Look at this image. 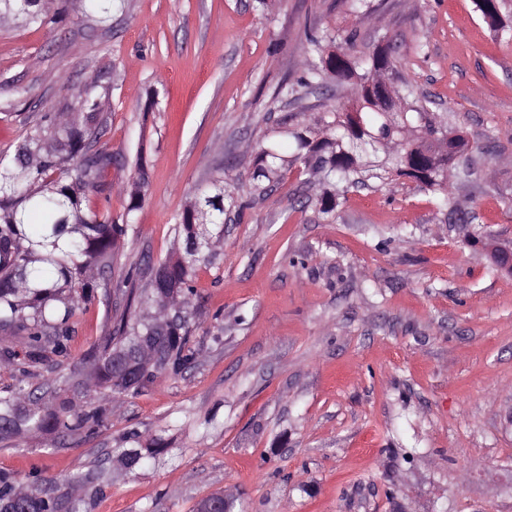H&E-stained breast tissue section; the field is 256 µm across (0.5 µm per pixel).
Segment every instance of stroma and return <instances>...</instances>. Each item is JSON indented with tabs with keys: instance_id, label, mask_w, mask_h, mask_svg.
<instances>
[{
	"instance_id": "obj_1",
	"label": "stroma",
	"mask_w": 512,
	"mask_h": 512,
	"mask_svg": "<svg viewBox=\"0 0 512 512\" xmlns=\"http://www.w3.org/2000/svg\"><path fill=\"white\" fill-rule=\"evenodd\" d=\"M127 0L109 13L63 0L44 25L0 29V152L69 89L98 81L101 138L117 158L98 205L131 221L115 265L176 248L195 190L223 174L238 200L193 275L191 363L114 399L105 423L0 443V471L35 470L84 512H512V275L476 232L512 242V37L475 0ZM390 33L398 78L463 132L474 164L452 189V223L406 177L336 187L333 222L300 165L255 184L257 154L288 129H321L348 90L299 79L309 33ZM144 167V201L127 183ZM106 329L78 310L69 364ZM166 450L134 472L129 430Z\"/></svg>"
}]
</instances>
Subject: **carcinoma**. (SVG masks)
<instances>
[{"label": "carcinoma", "instance_id": "obj_1", "mask_svg": "<svg viewBox=\"0 0 512 512\" xmlns=\"http://www.w3.org/2000/svg\"><path fill=\"white\" fill-rule=\"evenodd\" d=\"M485 22L503 25V0H475ZM23 18L41 24L48 17V0H0V22ZM337 36L308 35L303 84L335 83L353 87L357 104L339 106L314 140L309 130L288 131L292 138L288 160L283 145L273 141L260 151L253 180L260 184L279 176L290 162L303 165L309 180L325 186L316 199L319 212L335 217L338 182L364 185L396 174L414 179L437 194L440 206L451 200L454 149L441 158L448 177L418 174L416 159L456 133L431 112L432 101L405 82L396 101L382 97L379 78L394 72L392 37L381 35L373 47L356 50L358 30L342 36L348 59L337 63L324 43ZM74 101L61 112L33 125L15 146L9 161H0V365L28 375L41 366L55 374L33 390L0 394V443L24 432L47 434L92 430L108 418L107 405L120 395L137 393L164 373L178 374L192 360L188 349L192 277L204 259L203 248L224 235V211L236 204L224 187V177L197 188L181 212L175 230L182 248L174 258L153 264L142 259L122 270L117 281L99 284L97 274L112 269L115 251L132 225L112 221L104 210L93 209V198L107 197V174L115 157L98 148L89 155L86 142L99 139L106 96L92 82L72 90ZM144 168L127 187L129 210L143 201ZM115 288H110V285ZM106 307L108 327L85 356L95 367L94 377L78 382L82 401L69 395L72 371L59 374L70 358L75 333L73 318L81 305L96 299ZM125 301L112 316V293ZM50 390L54 407L42 405L38 391ZM140 436L127 433L129 447L120 455L126 466L139 470L154 458L138 448ZM38 472L26 484L0 473V512H81L77 501L55 495Z\"/></svg>", "mask_w": 512, "mask_h": 512}]
</instances>
